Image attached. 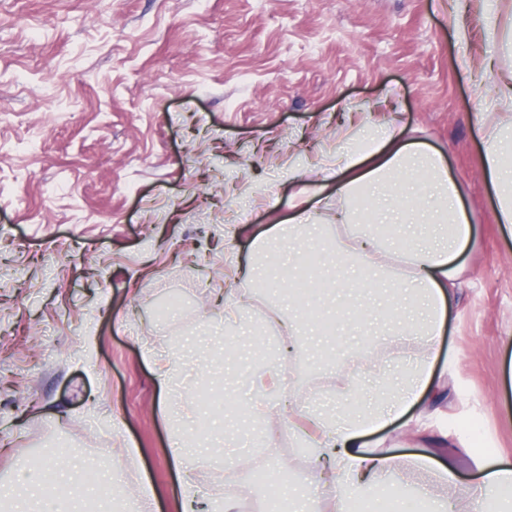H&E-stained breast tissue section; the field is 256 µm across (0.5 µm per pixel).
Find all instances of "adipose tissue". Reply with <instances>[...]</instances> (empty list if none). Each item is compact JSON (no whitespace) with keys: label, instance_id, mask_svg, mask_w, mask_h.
Masks as SVG:
<instances>
[{"label":"adipose tissue","instance_id":"1","mask_svg":"<svg viewBox=\"0 0 512 512\" xmlns=\"http://www.w3.org/2000/svg\"><path fill=\"white\" fill-rule=\"evenodd\" d=\"M478 124L484 140V175L497 193L495 219L512 232V163L504 154L505 146L512 144V120L491 125L482 118ZM403 133L395 124L356 127L337 147L334 158L314 167L313 182L332 187L335 209L320 224L313 214L300 212L253 239V258L236 265L240 285L225 289L224 309L217 314L224 325V344L233 345L235 337L256 330L287 339L303 335L304 325L292 305H274L263 314L258 328L244 322L256 299L253 284L273 274L265 260L268 244L303 241L326 245L329 256L351 270L355 287H365L368 272L389 280L394 297L406 309L405 314L390 315L399 335L429 349L439 345L448 306L457 292V259L469 245L474 226L442 154L404 139ZM369 203L386 209L395 226L433 225L435 240L413 237L402 242L395 234L381 233L376 221L362 218ZM431 370L425 355L401 362L390 373L393 395L360 406L351 402L355 383L349 376L337 389L340 406L331 408L314 400L288 414L299 446L314 463L306 484L292 489L293 512H322L309 492L313 485L332 486V512H360L361 504L377 490H402L404 482L397 478L391 458L359 440L364 432L384 426L410 399L430 397ZM249 382L253 393L249 417L271 419L283 384L279 365L251 369ZM25 471L27 485L40 501H47L51 484L62 482L70 472V451L60 449L52 462H33ZM480 471L475 512H502L512 502V468L484 464Z\"/></svg>","mask_w":512,"mask_h":512}]
</instances>
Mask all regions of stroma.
Returning a JSON list of instances; mask_svg holds the SVG:
<instances>
[{"instance_id":"obj_1","label":"stroma","mask_w":512,"mask_h":512,"mask_svg":"<svg viewBox=\"0 0 512 512\" xmlns=\"http://www.w3.org/2000/svg\"><path fill=\"white\" fill-rule=\"evenodd\" d=\"M492 26L512 31L487 0H0V480L68 448L79 472L54 512H181L152 347L205 365L178 397L210 393L208 443L247 457L189 456L213 502L270 498L258 467L307 478L287 424L244 421L250 337L223 356L207 318L251 240L313 204L307 167L335 153L350 109L443 153L475 226L432 354L436 401L363 436L401 470L436 452L456 473L436 498L473 512L466 447L512 464V236L476 123L496 95ZM383 311L363 295L324 314L333 335L300 337L290 401L330 395L342 372L373 399L401 350ZM116 458L131 480L88 497Z\"/></svg>"}]
</instances>
